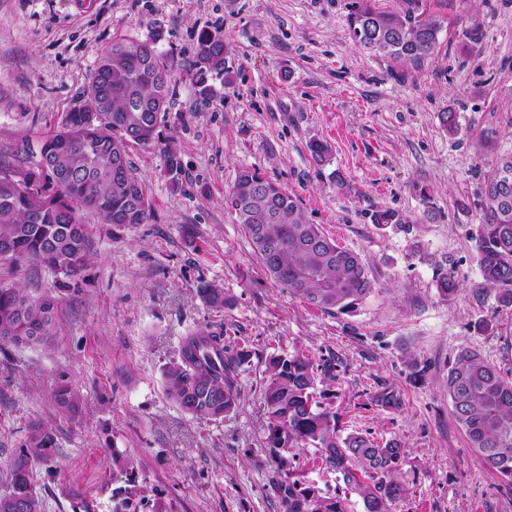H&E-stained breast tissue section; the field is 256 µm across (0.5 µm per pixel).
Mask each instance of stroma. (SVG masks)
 Returning a JSON list of instances; mask_svg holds the SVG:
<instances>
[{"mask_svg":"<svg viewBox=\"0 0 512 512\" xmlns=\"http://www.w3.org/2000/svg\"><path fill=\"white\" fill-rule=\"evenodd\" d=\"M354 0H0V168L26 171L67 112L85 107L97 60L114 39H146L174 62L159 140L131 145L151 213L103 224L81 213L90 259L75 278L0 259V283L52 291L50 345L0 346V494L32 423L56 434L31 479L43 512H113L133 471L140 512H280L263 385L271 356L300 351L331 364L317 386L344 432L397 441L407 491L393 512H512V484L484 464L456 423L448 368L465 348L512 379V307L483 288L476 238L480 185L512 152V0H379L441 18L439 48L396 68L352 39ZM483 36L467 49L464 28ZM220 31L226 76L192 69L201 30ZM454 111L451 135L439 115ZM329 154L315 163L309 146ZM180 159L166 169V149ZM257 168L300 197L310 223L358 252L373 284L354 310L330 314L277 286L224 204L238 172ZM392 209L402 224H374ZM454 270L456 295L441 293ZM223 289L216 309L201 284ZM208 326L247 346L240 403L198 419L168 396L182 336ZM64 381L83 402L60 413ZM393 402H383V394ZM293 469L322 495L337 475L317 449Z\"/></svg>","mask_w":512,"mask_h":512,"instance_id":"stroma-1","label":"stroma"}]
</instances>
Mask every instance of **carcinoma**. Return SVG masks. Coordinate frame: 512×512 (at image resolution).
I'll return each instance as SVG.
<instances>
[{
  "label": "carcinoma",
  "instance_id": "1",
  "mask_svg": "<svg viewBox=\"0 0 512 512\" xmlns=\"http://www.w3.org/2000/svg\"><path fill=\"white\" fill-rule=\"evenodd\" d=\"M356 43L392 62L418 68L437 50L441 21L408 9L387 11L373 0H357L349 17ZM161 33L144 40L112 42L99 57L89 81L88 106L67 113L42 146V161L26 172L0 171V249L13 262L49 267L76 277L89 260L87 229L75 234L78 212L105 224H144L151 204L132 174L130 143L156 141L160 115L169 108L172 61L158 52ZM227 45L219 31L201 30L193 67L224 74ZM103 118L90 122L89 114ZM241 224L266 273L288 293L326 313H347L372 291L361 255L339 246L309 222L300 199L257 168L239 172L224 198ZM484 224L476 242L483 287L503 308L512 307V202L483 197ZM197 293L214 307L229 303L224 290L202 284ZM58 300L0 285V344L47 345L54 335ZM251 353L225 342L224 332L202 327L183 338L179 361L165 372L168 395L196 418H221L239 402L238 372ZM319 366L300 352L268 361L264 406L268 447L280 466L302 448L318 449L322 463L339 474L345 489L362 500L363 512H392L405 489L397 475L404 454L396 441L383 445L360 434H343L336 413L317 406ZM448 398L455 421L471 448L505 480L512 482V381L478 352L464 349L448 368ZM80 393L69 383L55 392L62 413H73ZM57 447L43 423L28 430L10 469V491L0 494V512H42V499L30 478L37 464ZM281 512H346L344 499L321 495L314 485L286 474L275 484Z\"/></svg>",
  "mask_w": 512,
  "mask_h": 512
}]
</instances>
